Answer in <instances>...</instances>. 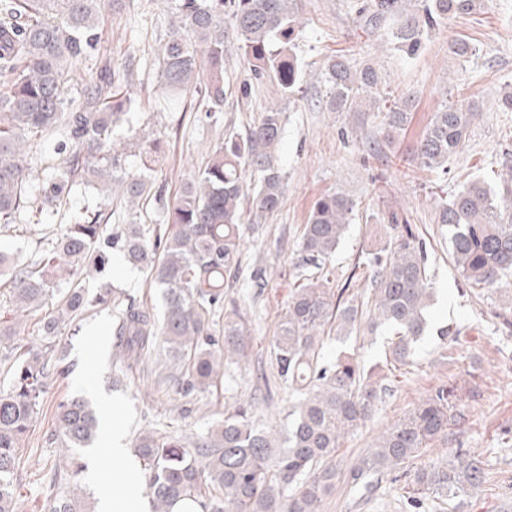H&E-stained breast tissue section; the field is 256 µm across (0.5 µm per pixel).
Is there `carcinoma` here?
<instances>
[{"label": "carcinoma", "mask_w": 512, "mask_h": 512, "mask_svg": "<svg viewBox=\"0 0 512 512\" xmlns=\"http://www.w3.org/2000/svg\"><path fill=\"white\" fill-rule=\"evenodd\" d=\"M485 0H369L359 16L372 27L398 18L390 38L401 52L414 56L432 31L448 20L473 14ZM115 0H3L0 3V233L28 210L44 212L48 203L69 197L76 180L96 179L133 203L152 190L143 174L116 176L120 159L112 147L115 128L132 107L116 86L111 68L85 88L84 106L67 112L64 87L68 63L97 44L103 12ZM182 35H173L162 53V77L168 101L179 102L187 88L205 77V116L224 104V19L241 39L255 80L274 81L282 95L300 90L299 65L290 43L301 32L298 0H178ZM327 105L345 112L370 98L380 103L375 71L352 69L342 55L324 66ZM478 107L445 105L433 113L414 156L428 169L445 168L464 144ZM409 103L396 102L380 121L385 140L405 128ZM56 127L73 146L65 164L30 191L25 146ZM284 130V115L271 107L245 135L224 137L167 209L165 228L148 224L103 223L94 211L74 224L48 233L37 257L16 264L0 253V276L10 270L9 303L33 313L52 297L56 307L40 320L45 351L10 365L13 382L0 392V512H12L11 476L16 450L33 426L42 394L63 375L53 340L79 326L99 307L117 319L116 380L123 381L157 347L182 370L184 391L208 390L225 366L247 361L252 340L249 318L234 299L225 300V280H237L242 266L240 224L245 199L244 172L257 175L253 210L263 217L279 209L283 172L274 151ZM163 149L159 140L140 154L142 171H150ZM356 204L341 195L318 198L303 225L299 271L284 315L270 342L268 369L260 370L265 387L279 383L296 394L281 432L259 425L252 404L234 402L224 419L200 436L145 429L135 452L148 474L153 512H172L190 499L204 512H322L336 482V451L382 402L388 386L347 353L326 363L324 340L344 339L366 329L391 335V365L410 363L417 343L427 335L426 318L434 295L425 242L408 224L392 225L387 247L369 254L373 270L365 300L344 297L329 288L327 262L344 237ZM437 223L450 228L451 258L473 294H493L512 277V188L500 195L482 181H472L436 205ZM149 271L161 289L162 312L103 285L88 293L76 271L102 274L112 250ZM462 396L439 386L413 410L387 427L349 470L350 482L367 486L383 475L403 470L411 486L410 506L424 501L451 502L478 487L482 463L461 448L448 460H435L413 473L407 460L448 432L462 416ZM64 448L91 446L99 421L79 398L59 403L56 416ZM52 512H87L84 502L55 491Z\"/></svg>", "instance_id": "cac0c4a2"}]
</instances>
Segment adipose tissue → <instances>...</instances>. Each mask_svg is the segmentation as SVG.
<instances>
[{
  "label": "adipose tissue",
  "mask_w": 512,
  "mask_h": 512,
  "mask_svg": "<svg viewBox=\"0 0 512 512\" xmlns=\"http://www.w3.org/2000/svg\"><path fill=\"white\" fill-rule=\"evenodd\" d=\"M99 455L112 461L111 482L96 490L99 512H151L145 470L132 449L115 439L104 442Z\"/></svg>",
  "instance_id": "1"
}]
</instances>
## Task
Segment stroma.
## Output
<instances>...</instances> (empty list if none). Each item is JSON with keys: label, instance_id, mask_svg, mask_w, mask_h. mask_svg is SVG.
<instances>
[{"label": "stroma", "instance_id": "1", "mask_svg": "<svg viewBox=\"0 0 512 512\" xmlns=\"http://www.w3.org/2000/svg\"><path fill=\"white\" fill-rule=\"evenodd\" d=\"M365 2L302 0L303 31L293 48L302 88L291 98L281 96L273 82L251 81L241 38L232 25H225L224 104L211 119L205 118L195 91H187L181 107L167 104L160 59L178 24L177 0H122L119 10L101 20L95 49L71 65L64 93L67 108L80 107L85 86L103 66H110L121 89L134 100L132 113L115 135L126 170L138 173L142 144L161 140L164 150L151 179L164 192L161 200L147 199L134 211L126 197L81 182L57 204L54 224L74 223L88 208L109 213L115 224L163 223L164 209L173 204L178 188L194 177L225 133H245L274 106L284 114L275 152L285 176L284 194L279 210L261 224L241 226L248 262L267 269V286L260 295L239 300L252 319L247 363L227 369L216 389L183 392L161 382L167 358L159 349L140 376L115 384L117 320L112 310L92 311L78 332L55 341L69 372L43 395L38 417L17 451L14 512H50L48 488L63 455L57 405L67 398H87L102 414L120 405V425L129 444L146 426L204 434L236 399L251 400L256 419L264 425L275 428L283 423L292 396L283 387L260 390L255 371L266 360L273 330L288 305L309 211L319 197L334 193L352 199L356 208L328 265L332 288L363 294L371 274L363 260L387 246L391 222L411 225L429 250L436 291L433 321L459 327L462 333L444 342L432 334L425 336L410 364L388 375L389 391L377 412L347 436L336 454L340 478L335 493L325 499L323 512H413L404 481L386 477L370 489L358 490L343 476L381 431L441 385L458 387L464 417L447 440L434 441L407 467L416 469L461 448L482 461L484 480L451 503L427 501L424 512H512V283L489 296L469 293L451 260L449 230L438 224L434 205L437 194H452L470 178L481 176L497 187L512 176V112L498 106L503 94L512 92V0H488L481 13L449 21L412 59L389 38L394 19L374 29L359 20L357 10ZM457 38L475 45V55L463 60L449 54L448 44ZM336 54L346 55L354 68L374 67L381 88L412 100L411 121L394 141L384 140L372 106L328 111L321 70ZM247 80L252 89L244 100L239 87ZM471 100L478 101L481 111L463 148L449 158L447 171L429 170L414 161L411 150L433 112L445 103ZM104 281L144 304L161 305L147 270L131 265L121 254L113 255L103 278H87L86 286L93 292ZM387 344V337L380 335L353 336L343 343L328 339L321 354L329 362L345 351L369 367L384 363Z\"/></svg>", "mask_w": 512, "mask_h": 512}]
</instances>
